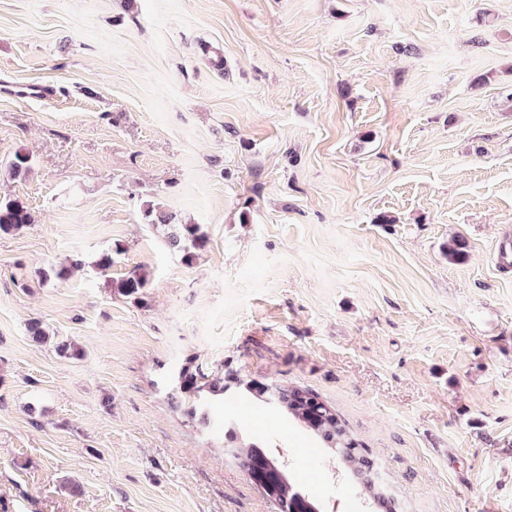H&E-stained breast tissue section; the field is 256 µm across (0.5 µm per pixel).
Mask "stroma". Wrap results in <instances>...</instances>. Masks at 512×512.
Here are the masks:
<instances>
[{"instance_id": "stroma-1", "label": "stroma", "mask_w": 512, "mask_h": 512, "mask_svg": "<svg viewBox=\"0 0 512 512\" xmlns=\"http://www.w3.org/2000/svg\"><path fill=\"white\" fill-rule=\"evenodd\" d=\"M0 197L36 217L0 237V512H283L227 417L324 512H381L245 390L273 381L401 512H512V0H0ZM183 368L241 381L211 427L171 401ZM145 224L151 226H169L167 242L172 249L183 252L185 261L193 257L192 250L204 249L207 245V235L202 231L201 225L191 223L171 224L170 218L154 209L147 207L143 211ZM116 287L124 296L142 302L144 288H147V280L140 272L132 270L116 283ZM284 401L288 403L287 414H284L295 421L304 424L305 427L329 449L337 460L342 462L354 478L355 486L360 495L366 496L373 503L376 501L383 505L388 500L382 488V484L374 475L373 465L370 459L359 447L356 438L348 431L345 425L327 407H324L325 414L319 419H311L305 412L304 405L297 398L302 394L305 397L316 398L309 391L290 385H282ZM290 408V411H289ZM389 501V500H388ZM391 504V501H389ZM235 434L232 432L227 435L224 431V444L229 443L230 445L239 448L238 454L234 457L240 469L247 471L248 475L252 480L260 487V489L271 497L276 488L277 480L273 476V472L267 468V461L269 460L266 456H261L257 460V464L254 472H250V468L255 465V459L258 455L259 448H262L257 443L247 441L236 430L231 427ZM236 448H226L227 453L232 456L235 453Z\"/></svg>"}]
</instances>
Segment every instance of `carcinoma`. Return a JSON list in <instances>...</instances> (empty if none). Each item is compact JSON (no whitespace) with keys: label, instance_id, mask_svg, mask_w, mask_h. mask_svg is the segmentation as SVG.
<instances>
[{"label":"carcinoma","instance_id":"carcinoma-1","mask_svg":"<svg viewBox=\"0 0 512 512\" xmlns=\"http://www.w3.org/2000/svg\"><path fill=\"white\" fill-rule=\"evenodd\" d=\"M9 172L15 177L27 174L29 172L28 155L21 151L16 152L9 163ZM143 219L151 226L170 227L167 242L171 248L183 252L186 261L193 257V251L201 250L207 245V235L199 224H172L168 216L152 206L143 211ZM34 222L33 212L24 201L19 198H0V236L15 234ZM116 287L123 295L141 302L147 280L140 272L132 270L116 283ZM283 391L284 401L290 408L287 416L310 428L324 447L346 466L354 478L353 486L357 488L359 494L380 505L384 504L387 497L382 484L374 475L370 459L336 413L327 408L321 418L314 420L306 414L304 405L298 401V398L303 395L310 396L309 391L290 385L283 386ZM224 442L239 448L235 461L240 469L248 471L255 465L259 452L257 443L248 441L237 433L224 435Z\"/></svg>","mask_w":512,"mask_h":512}]
</instances>
